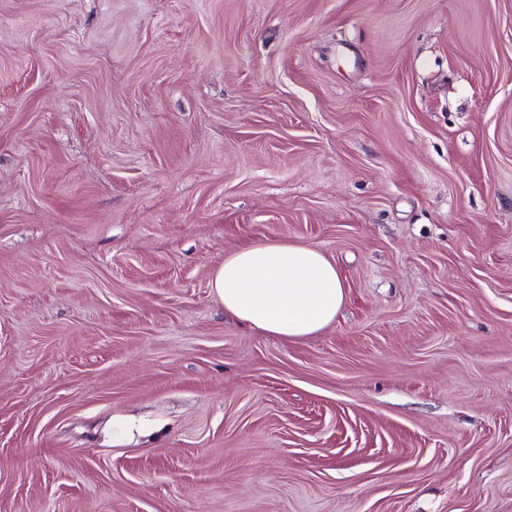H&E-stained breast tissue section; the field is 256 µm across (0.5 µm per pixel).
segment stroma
Returning <instances> with one entry per match:
<instances>
[{
  "instance_id": "stroma-1",
  "label": "stroma",
  "mask_w": 512,
  "mask_h": 512,
  "mask_svg": "<svg viewBox=\"0 0 512 512\" xmlns=\"http://www.w3.org/2000/svg\"><path fill=\"white\" fill-rule=\"evenodd\" d=\"M0 512H512V0H0ZM210 287L225 312L284 339L319 332L345 299L336 265L319 249L282 241L238 247L214 271Z\"/></svg>"
}]
</instances>
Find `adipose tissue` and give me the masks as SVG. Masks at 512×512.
<instances>
[{
  "label": "adipose tissue",
  "mask_w": 512,
  "mask_h": 512,
  "mask_svg": "<svg viewBox=\"0 0 512 512\" xmlns=\"http://www.w3.org/2000/svg\"><path fill=\"white\" fill-rule=\"evenodd\" d=\"M210 286L225 312L285 339L319 332L345 299L335 264L319 249L282 241L238 247L214 271Z\"/></svg>",
  "instance_id": "ef3b65f1"
}]
</instances>
